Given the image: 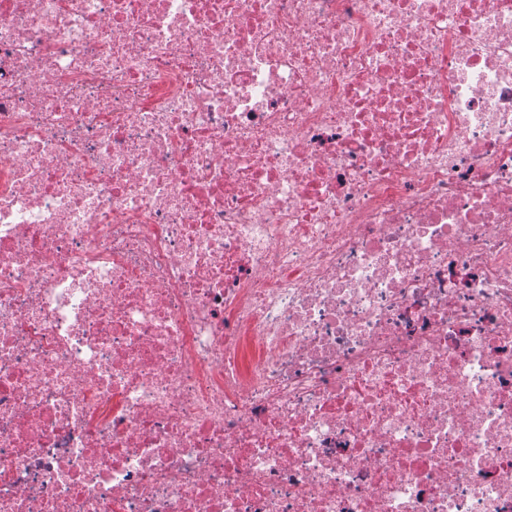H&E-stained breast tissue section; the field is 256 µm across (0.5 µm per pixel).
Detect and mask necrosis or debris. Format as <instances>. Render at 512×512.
<instances>
[{
    "label": "necrosis or debris",
    "mask_w": 512,
    "mask_h": 512,
    "mask_svg": "<svg viewBox=\"0 0 512 512\" xmlns=\"http://www.w3.org/2000/svg\"><path fill=\"white\" fill-rule=\"evenodd\" d=\"M0 512H512V0H0Z\"/></svg>",
    "instance_id": "1"
}]
</instances>
